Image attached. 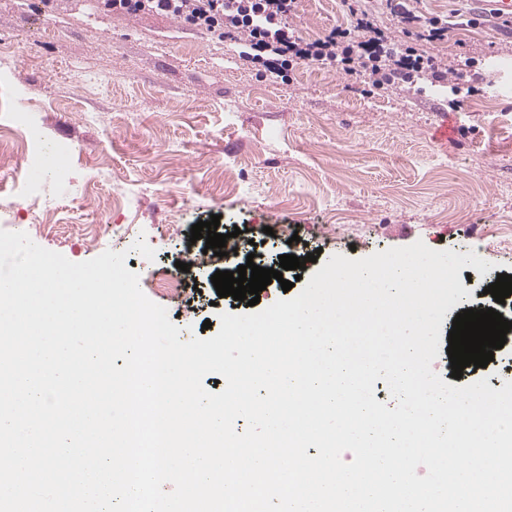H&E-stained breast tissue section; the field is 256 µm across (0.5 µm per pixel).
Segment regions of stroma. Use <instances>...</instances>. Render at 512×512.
<instances>
[{
	"label": "stroma",
	"instance_id": "1",
	"mask_svg": "<svg viewBox=\"0 0 512 512\" xmlns=\"http://www.w3.org/2000/svg\"><path fill=\"white\" fill-rule=\"evenodd\" d=\"M447 19V39L425 55L460 67L474 86L460 111L445 89L420 81L372 90L368 73L296 67L258 75L236 62L230 40L157 13L107 14L92 0H0V101L42 127L37 207L18 201L25 170L0 180V225H57L39 246L73 262L127 252L143 293L182 330L208 338L204 318L246 312L221 299L193 309L155 283L189 244L198 221L220 218L271 255L319 262L364 258L423 242L476 251L490 276L512 274V32L489 0H421ZM480 25H471L475 15ZM344 0H301L292 24L321 36L346 23ZM474 58L461 67L463 58ZM505 87L502 95L492 86ZM454 128L435 137L444 120ZM72 224H120L106 246ZM272 234H265V227ZM154 259L132 252L138 239Z\"/></svg>",
	"mask_w": 512,
	"mask_h": 512
}]
</instances>
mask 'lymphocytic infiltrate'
<instances>
[{"instance_id":"f902f5d3","label":"lymphocytic infiltrate","mask_w":512,"mask_h":512,"mask_svg":"<svg viewBox=\"0 0 512 512\" xmlns=\"http://www.w3.org/2000/svg\"><path fill=\"white\" fill-rule=\"evenodd\" d=\"M345 4L346 25L306 40L288 22L298 11V0H97L98 9L106 13H164L186 26L221 32L237 45L239 60L279 77L317 63L350 76L371 72L376 88L397 79L447 80V70L418 49L419 43L447 38V21L421 12L415 0H386L402 26L404 37L396 40L377 25L361 0Z\"/></svg>"}]
</instances>
